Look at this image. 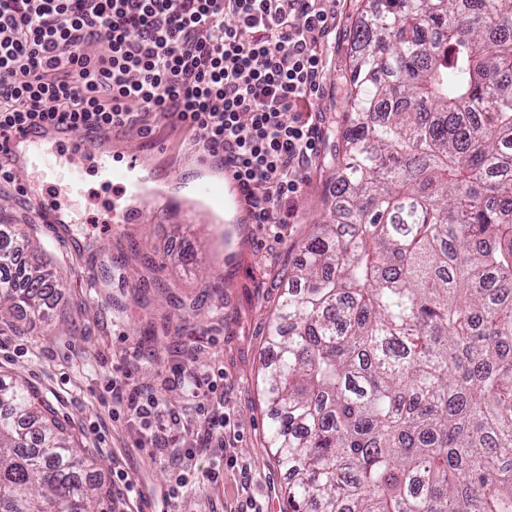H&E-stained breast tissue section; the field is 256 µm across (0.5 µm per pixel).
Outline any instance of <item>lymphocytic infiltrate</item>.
Here are the masks:
<instances>
[{
    "label": "lymphocytic infiltrate",
    "mask_w": 512,
    "mask_h": 512,
    "mask_svg": "<svg viewBox=\"0 0 512 512\" xmlns=\"http://www.w3.org/2000/svg\"><path fill=\"white\" fill-rule=\"evenodd\" d=\"M327 2L0 0V143L46 124L109 130L140 111L159 114L205 131L209 151L234 168L252 222L279 223L320 135L315 115L296 107L320 87L321 44L336 18ZM112 397L126 399L154 447L177 445L182 467L194 460L183 413L139 387H113ZM190 399L215 483L236 426L217 377L197 375Z\"/></svg>",
    "instance_id": "f902f5d3"
}]
</instances>
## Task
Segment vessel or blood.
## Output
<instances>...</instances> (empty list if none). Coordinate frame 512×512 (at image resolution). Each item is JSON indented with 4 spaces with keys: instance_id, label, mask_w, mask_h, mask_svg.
Here are the masks:
<instances>
[{
    "instance_id": "vessel-or-blood-1",
    "label": "vessel or blood",
    "mask_w": 512,
    "mask_h": 512,
    "mask_svg": "<svg viewBox=\"0 0 512 512\" xmlns=\"http://www.w3.org/2000/svg\"><path fill=\"white\" fill-rule=\"evenodd\" d=\"M63 126H48L36 131L11 134L7 142V154L20 158L21 169L31 175L28 190L31 196L42 194L45 185H54L59 194L76 198L82 192V178L74 164L75 157L93 154L99 159L98 174L103 183L114 189L109 221L126 224L147 210L151 203L162 199L160 187L145 188L133 179L134 171L144 164L141 156L130 154L119 159H109L104 145L110 138L107 130L89 127L78 142L71 146L70 156L56 153L57 137L69 136ZM242 190L234 177L232 167H225L220 179H204L198 182L191 196L168 201L167 209L174 214L203 211L210 217L240 209ZM35 219L42 224H72L76 221L74 207H39L34 211Z\"/></svg>"
}]
</instances>
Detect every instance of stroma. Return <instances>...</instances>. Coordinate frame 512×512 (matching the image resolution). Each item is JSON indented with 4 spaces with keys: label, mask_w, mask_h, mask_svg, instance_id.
I'll return each instance as SVG.
<instances>
[{
    "label": "stroma",
    "mask_w": 512,
    "mask_h": 512,
    "mask_svg": "<svg viewBox=\"0 0 512 512\" xmlns=\"http://www.w3.org/2000/svg\"><path fill=\"white\" fill-rule=\"evenodd\" d=\"M332 7L336 22L323 42V78L309 99L322 131L318 154L281 223L252 225L253 238L239 255L243 273L230 275L224 227L202 215L150 210L136 223L105 233L113 195L96 175L95 157L82 159L85 185L75 224L34 220L35 202L24 193L25 172L12 169L11 182H0V218L29 238L24 260L49 264L61 282L45 317L28 311L0 317V378L25 383L37 403L55 411L93 454V476L109 494L105 512H152L155 501L170 493L177 455L172 447L139 446V421L126 411L113 416L105 387L117 365L130 367L133 384L188 414L197 432L204 429L203 419L195 415L173 369L224 370V410L239 430L231 450L239 465L225 468L221 483H201L212 456L205 439H198L177 512H242L249 496L265 512H282L286 477L265 446L269 420L259 368L274 309L288 288L286 274L327 214L337 176L349 51L364 2L334 0ZM146 124L142 133L134 127L113 129L108 149L143 155L145 181L163 185L167 196H188L207 171L190 161L185 146L203 141L204 131L172 125L155 114ZM243 464L251 469L249 477L240 473ZM117 469L128 472L135 497L113 485Z\"/></svg>",
    "instance_id": "obj_1"
}]
</instances>
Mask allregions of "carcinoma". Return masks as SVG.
I'll use <instances>...</instances> for the list:
<instances>
[{
  "mask_svg": "<svg viewBox=\"0 0 512 512\" xmlns=\"http://www.w3.org/2000/svg\"><path fill=\"white\" fill-rule=\"evenodd\" d=\"M377 0L341 173L269 332L286 512H512V8ZM0 224V304L52 272ZM88 449L0 379V512H96Z\"/></svg>",
  "mask_w": 512,
  "mask_h": 512,
  "instance_id": "obj_1",
  "label": "carcinoma"
}]
</instances>
